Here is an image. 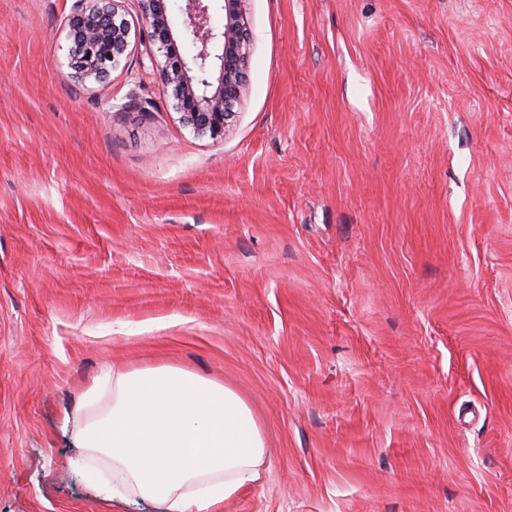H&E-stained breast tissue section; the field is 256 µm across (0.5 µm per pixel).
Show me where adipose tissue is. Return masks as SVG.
Here are the masks:
<instances>
[{
    "label": "adipose tissue",
    "instance_id": "1",
    "mask_svg": "<svg viewBox=\"0 0 512 512\" xmlns=\"http://www.w3.org/2000/svg\"><path fill=\"white\" fill-rule=\"evenodd\" d=\"M87 420L73 465L106 462L103 497L138 498L165 512H215L258 481L265 446L247 403L224 385L161 365L108 371L83 396Z\"/></svg>",
    "mask_w": 512,
    "mask_h": 512
}]
</instances>
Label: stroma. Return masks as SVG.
<instances>
[{"mask_svg":"<svg viewBox=\"0 0 512 512\" xmlns=\"http://www.w3.org/2000/svg\"><path fill=\"white\" fill-rule=\"evenodd\" d=\"M73 0H0V512H161L71 460L106 369L232 389L218 512H512V0H249L223 139L136 0L101 82Z\"/></svg>","mask_w":512,"mask_h":512,"instance_id":"stroma-1","label":"stroma"}]
</instances>
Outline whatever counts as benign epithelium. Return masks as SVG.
Segmentation results:
<instances>
[{
    "label": "benign epithelium",
    "instance_id": "1",
    "mask_svg": "<svg viewBox=\"0 0 512 512\" xmlns=\"http://www.w3.org/2000/svg\"><path fill=\"white\" fill-rule=\"evenodd\" d=\"M140 19L164 57L162 89L173 98L183 124L199 136L221 139L234 116L250 63L253 34L248 0H183L175 21L169 0H137ZM120 0H74L69 18L68 56L85 80L102 81L119 67L131 27L117 18ZM224 11V24H213V11Z\"/></svg>",
    "mask_w": 512,
    "mask_h": 512
}]
</instances>
